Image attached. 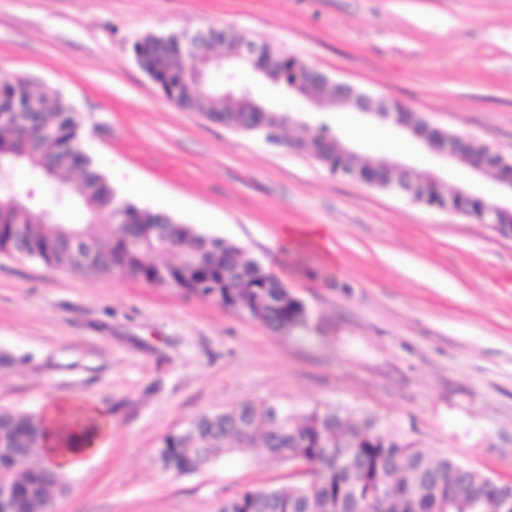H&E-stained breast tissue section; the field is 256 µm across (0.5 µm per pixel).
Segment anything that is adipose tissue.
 I'll list each match as a JSON object with an SVG mask.
<instances>
[{
    "label": "adipose tissue",
    "instance_id": "1",
    "mask_svg": "<svg viewBox=\"0 0 512 512\" xmlns=\"http://www.w3.org/2000/svg\"><path fill=\"white\" fill-rule=\"evenodd\" d=\"M45 413L54 432V446L50 453L64 470L77 467L83 462L85 453L94 452L100 436L110 426L104 412L83 407L73 400L54 401L47 406ZM66 437L76 442V449H60L59 444Z\"/></svg>",
    "mask_w": 512,
    "mask_h": 512
}]
</instances>
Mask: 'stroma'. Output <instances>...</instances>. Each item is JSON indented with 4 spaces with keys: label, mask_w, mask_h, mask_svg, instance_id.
I'll return each mask as SVG.
<instances>
[{
    "label": "stroma",
    "mask_w": 512,
    "mask_h": 512,
    "mask_svg": "<svg viewBox=\"0 0 512 512\" xmlns=\"http://www.w3.org/2000/svg\"><path fill=\"white\" fill-rule=\"evenodd\" d=\"M207 27L269 42L512 160V0H0V77L57 90L116 189L151 183L144 206L186 224L207 217L204 232L276 257L311 312L307 330L279 336L175 288L0 254V408L68 398L111 421L55 512H217L240 490L303 482L258 448L162 471L166 436L244 401L371 414L431 455L512 480V239L292 147L308 125L382 127L367 114L248 76L291 117L273 145L170 103L131 46ZM385 130L403 152L350 146L433 173L447 192L512 203L492 176ZM310 224L327 230L324 251L287 237Z\"/></svg>",
    "instance_id": "1"
}]
</instances>
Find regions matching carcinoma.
I'll use <instances>...</instances> for the list:
<instances>
[{
  "label": "carcinoma",
  "instance_id": "1",
  "mask_svg": "<svg viewBox=\"0 0 512 512\" xmlns=\"http://www.w3.org/2000/svg\"><path fill=\"white\" fill-rule=\"evenodd\" d=\"M275 55L273 83L286 91L307 65L265 44ZM139 67L176 106L201 112L227 128L265 138L272 126L284 127L290 116L245 95L224 99V87L197 82L180 34H148L132 44ZM376 109L393 122L409 126L430 148L442 145V131L430 126L397 101H380ZM80 115L59 92L36 95L28 80L0 78V253L26 250V260L89 276L119 275L156 287L177 288L245 313L280 335L307 328L302 307L287 286L263 265L245 257L237 244L199 232L162 211L141 208L117 196L109 180L92 166L82 150ZM294 147L314 156L330 173L351 175L364 183L400 194L430 207L448 208L483 220L487 204L462 192L447 194L428 173H403L379 160L359 155L324 128L308 130ZM19 171L37 185H49L41 199L18 183ZM78 177L76 198L63 184ZM84 224H66L72 206ZM112 215L109 236L99 232V215ZM163 269L165 276L157 275ZM44 413L0 408V446L19 456H0V468L12 471L18 496L36 512H52L57 496L69 491L63 472L50 467L45 447ZM260 448L266 459L289 462L303 457L311 464L310 480L246 489L224 499L219 512H443L448 499L456 512H472L473 484L486 483L477 512H498L493 495L497 480L472 470L471 482L458 478L463 463L433 457L373 415L355 416L335 406L297 413L278 404L260 407L245 401L224 412L206 413L186 429L164 438L159 458L175 476L191 474L226 451Z\"/></svg>",
  "mask_w": 512,
  "mask_h": 512
}]
</instances>
